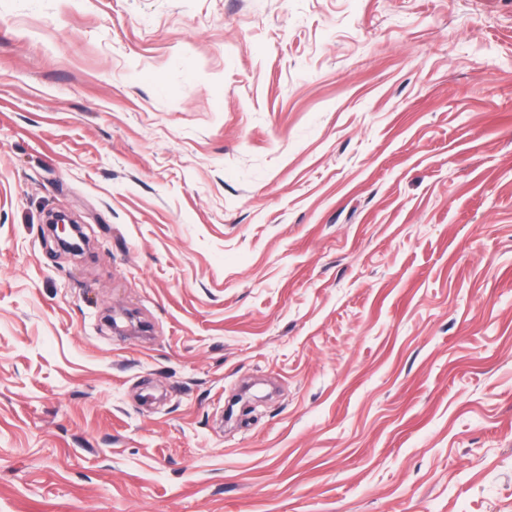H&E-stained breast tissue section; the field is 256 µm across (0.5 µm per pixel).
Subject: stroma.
<instances>
[{
    "label": "stroma",
    "mask_w": 512,
    "mask_h": 512,
    "mask_svg": "<svg viewBox=\"0 0 512 512\" xmlns=\"http://www.w3.org/2000/svg\"><path fill=\"white\" fill-rule=\"evenodd\" d=\"M0 512H512V0H0ZM66 218L63 215H53L51 221V231L52 235L57 242L58 246H60L63 250L67 251L76 247V239L75 232L79 227L78 224H72L68 221L66 224Z\"/></svg>",
    "instance_id": "35a3bbf8"
}]
</instances>
